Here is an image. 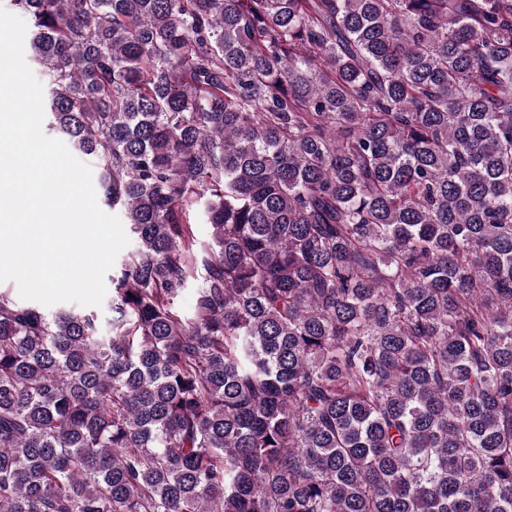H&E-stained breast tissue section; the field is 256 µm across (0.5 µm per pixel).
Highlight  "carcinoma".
<instances>
[{"label":"carcinoma","mask_w":512,"mask_h":512,"mask_svg":"<svg viewBox=\"0 0 512 512\" xmlns=\"http://www.w3.org/2000/svg\"><path fill=\"white\" fill-rule=\"evenodd\" d=\"M0 4L135 241L0 289V512H512V0ZM110 273H112V269L105 276V285H106V290L107 291H106V296L104 298V301H103V303H102V305L100 307H96V306H83V305L78 304L76 302H61V303H57V304L52 305V306H45V305H43V304H41L39 302H36V301L22 299L20 297V295H19L18 285L16 284V282H14L12 280H7V281L0 282V285L3 288L10 287L9 289L13 293V296L16 298V300H18L21 303L40 304V305H43L45 308H47L49 310H55V309H57L59 307L66 308V309H72V310H85V309H89V308H92V307H96L97 310L102 314V316L107 318V317H110V315H111V313H109V311L107 309V301H108V299L110 297V292H111L110 284H109V281H108V275Z\"/></svg>","instance_id":"obj_1"}]
</instances>
